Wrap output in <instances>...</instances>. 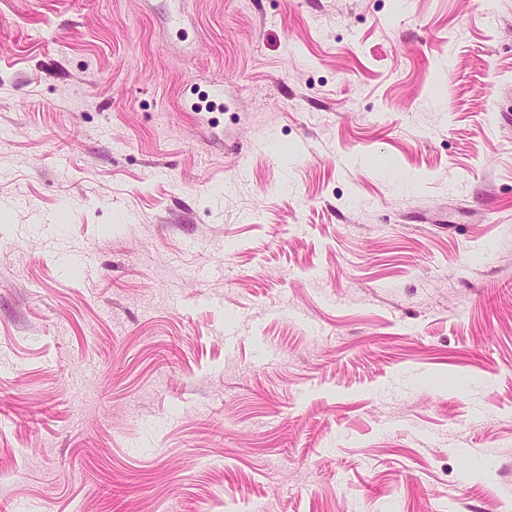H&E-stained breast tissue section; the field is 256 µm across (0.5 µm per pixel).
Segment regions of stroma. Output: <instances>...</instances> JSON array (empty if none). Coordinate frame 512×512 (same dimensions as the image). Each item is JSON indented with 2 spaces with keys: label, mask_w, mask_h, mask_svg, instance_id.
<instances>
[{
  "label": "stroma",
  "mask_w": 512,
  "mask_h": 512,
  "mask_svg": "<svg viewBox=\"0 0 512 512\" xmlns=\"http://www.w3.org/2000/svg\"><path fill=\"white\" fill-rule=\"evenodd\" d=\"M247 503L512 512V0H0V512Z\"/></svg>",
  "instance_id": "obj_1"
}]
</instances>
